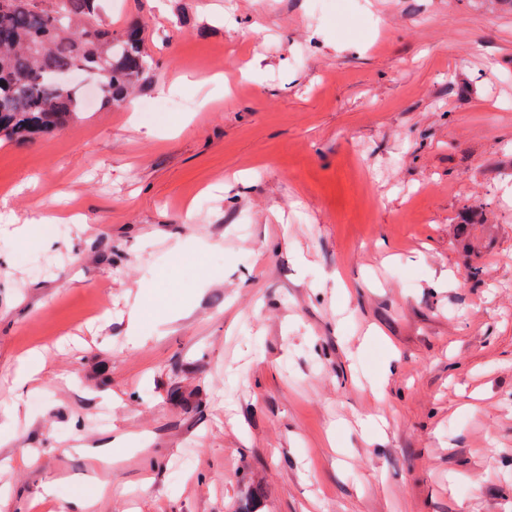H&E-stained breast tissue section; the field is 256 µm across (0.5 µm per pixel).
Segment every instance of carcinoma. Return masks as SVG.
Returning <instances> with one entry per match:
<instances>
[{
    "instance_id": "1",
    "label": "carcinoma",
    "mask_w": 512,
    "mask_h": 512,
    "mask_svg": "<svg viewBox=\"0 0 512 512\" xmlns=\"http://www.w3.org/2000/svg\"><path fill=\"white\" fill-rule=\"evenodd\" d=\"M103 10L104 0H0V141L51 137L81 119L70 74L97 80L101 108L146 83L145 22L114 31Z\"/></svg>"
}]
</instances>
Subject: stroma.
<instances>
[{
    "label": "stroma",
    "instance_id": "1",
    "mask_svg": "<svg viewBox=\"0 0 512 512\" xmlns=\"http://www.w3.org/2000/svg\"><path fill=\"white\" fill-rule=\"evenodd\" d=\"M133 19L154 125L0 143V512H512V0Z\"/></svg>",
    "mask_w": 512,
    "mask_h": 512
}]
</instances>
